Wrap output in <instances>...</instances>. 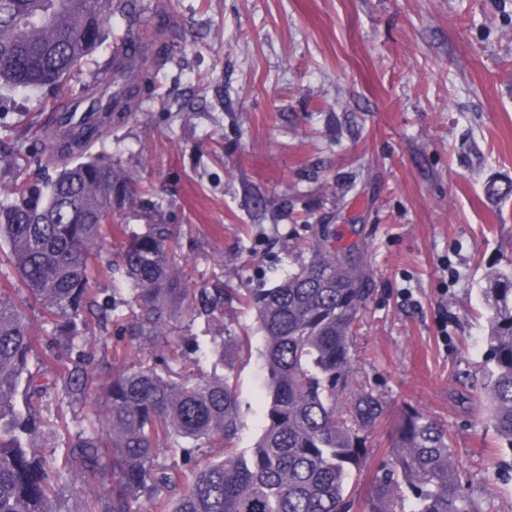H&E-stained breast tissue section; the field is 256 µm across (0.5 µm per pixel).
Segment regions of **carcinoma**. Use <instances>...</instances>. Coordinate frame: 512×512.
Here are the masks:
<instances>
[{"mask_svg":"<svg viewBox=\"0 0 512 512\" xmlns=\"http://www.w3.org/2000/svg\"><path fill=\"white\" fill-rule=\"evenodd\" d=\"M136 0H0V112L15 110L18 91L46 88L71 97L68 82L105 39L112 17H129ZM132 33L115 43L77 96L92 115L59 130L49 126L45 165L56 176L13 181L0 201V265L15 270L16 288L42 305L51 337L68 354L36 355L14 292L0 290V512H55L59 485L112 481L74 512H342L360 471L364 432L382 415L379 401L351 389L350 338L364 306V275L345 248L325 234L306 244L308 259L271 288L244 297L263 333L267 386L265 426L256 444L235 447L239 402L231 371L188 376L176 370L174 317L188 313L203 290L184 278L180 230L155 218L124 229L115 256L132 283L140 315L134 335L115 355L126 367L102 377L88 369L85 348L93 325L112 316L113 302L93 288L98 259L112 238L115 210L135 200L136 182L112 164L104 144L112 124L141 109L142 90L174 62L173 37L155 29L129 51ZM21 153H0V177L24 167ZM489 317L483 399L487 423L512 449V269L492 274L482 289ZM168 349L141 364L146 342ZM203 358L224 365V349L196 342ZM87 396L102 387L89 425L70 436L62 452L35 451L56 433L58 421L40 407L58 380ZM224 447V459L193 458L205 446ZM390 467L376 477L364 512H479L463 484L447 430L411 410L392 438ZM172 455L158 460V450Z\"/></svg>","mask_w":512,"mask_h":512,"instance_id":"cac0c4a2","label":"carcinoma"}]
</instances>
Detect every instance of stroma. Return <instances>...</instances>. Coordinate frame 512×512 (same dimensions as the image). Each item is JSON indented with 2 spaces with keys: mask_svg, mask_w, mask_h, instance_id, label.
Segmentation results:
<instances>
[{
  "mask_svg": "<svg viewBox=\"0 0 512 512\" xmlns=\"http://www.w3.org/2000/svg\"><path fill=\"white\" fill-rule=\"evenodd\" d=\"M139 29L164 21L182 48L158 75L164 103L113 127L115 164L181 227L191 285L223 289L216 345L261 332L244 294L295 266V245L323 230L366 273L351 339L352 384L383 406L349 485L362 512L389 459L401 415L436 418L452 437L480 512H512V454L475 399L490 314L480 289L512 267V0H138ZM0 149L33 154L48 119L16 95ZM104 251L95 286L117 320L94 327L96 369L117 365L137 308ZM179 365L209 372L194 351L202 320H175ZM243 421L239 447L264 428L258 357L232 359Z\"/></svg>",
  "mask_w": 512,
  "mask_h": 512,
  "instance_id": "obj_1",
  "label": "stroma"
}]
</instances>
